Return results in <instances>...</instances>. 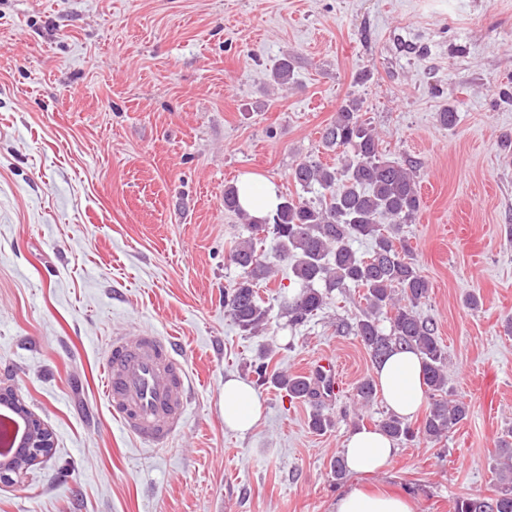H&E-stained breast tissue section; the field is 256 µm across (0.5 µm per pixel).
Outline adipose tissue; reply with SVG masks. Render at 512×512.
I'll use <instances>...</instances> for the list:
<instances>
[{
	"instance_id": "adipose-tissue-1",
	"label": "adipose tissue",
	"mask_w": 512,
	"mask_h": 512,
	"mask_svg": "<svg viewBox=\"0 0 512 512\" xmlns=\"http://www.w3.org/2000/svg\"><path fill=\"white\" fill-rule=\"evenodd\" d=\"M242 208L251 216L261 217L274 210L279 202L273 183L248 175L237 184ZM375 381L391 412L412 420L423 404L426 386L419 355L412 351L393 354L376 366ZM262 415L256 390L245 379L233 377L224 382V424L231 430L247 432ZM395 443L378 430L366 428L353 431L342 454L354 473H370L382 469L394 456ZM332 512H415L410 499L374 494L353 487L337 498Z\"/></svg>"
}]
</instances>
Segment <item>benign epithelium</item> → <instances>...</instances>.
I'll use <instances>...</instances> for the list:
<instances>
[{"label":"benign epithelium","instance_id":"obj_1","mask_svg":"<svg viewBox=\"0 0 512 512\" xmlns=\"http://www.w3.org/2000/svg\"><path fill=\"white\" fill-rule=\"evenodd\" d=\"M8 401L24 415L27 421V433L23 447L8 462H0V482H11L13 477L26 472L31 466L50 457L54 448L53 434L24 405L15 401L10 390L0 388V402Z\"/></svg>","mask_w":512,"mask_h":512}]
</instances>
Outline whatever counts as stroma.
Segmentation results:
<instances>
[{
	"instance_id": "1",
	"label": "stroma",
	"mask_w": 512,
	"mask_h": 512,
	"mask_svg": "<svg viewBox=\"0 0 512 512\" xmlns=\"http://www.w3.org/2000/svg\"><path fill=\"white\" fill-rule=\"evenodd\" d=\"M510 86L512 0H0V382L54 436L48 459L0 485V512H331L352 486L452 512L461 494L493 495L512 427ZM352 98L383 157L416 167L421 208L401 235L470 415L339 485L332 457L387 411L357 405L374 365L336 331L360 291L292 327L280 268L259 288L266 329L242 331L224 290L247 231L224 191L255 175L292 193L297 162L335 163L321 132ZM138 329L177 337L193 383L187 424L161 448L124 433L102 391L110 338ZM264 350L293 373L336 357L333 428L313 432L310 404L261 383L257 426H225V379L254 381Z\"/></svg>"
}]
</instances>
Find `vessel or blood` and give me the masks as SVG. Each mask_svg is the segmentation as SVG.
<instances>
[{
	"instance_id": "obj_1",
	"label": "vessel or blood",
	"mask_w": 512,
	"mask_h": 512,
	"mask_svg": "<svg viewBox=\"0 0 512 512\" xmlns=\"http://www.w3.org/2000/svg\"><path fill=\"white\" fill-rule=\"evenodd\" d=\"M103 393L120 427L149 446L166 444L186 421L190 382L175 337L149 330L112 337L104 369ZM12 426L11 441L0 458L21 447L22 417L7 404L0 406V430Z\"/></svg>"
}]
</instances>
